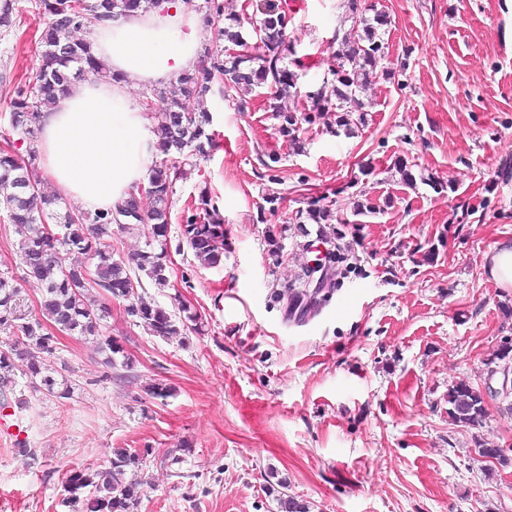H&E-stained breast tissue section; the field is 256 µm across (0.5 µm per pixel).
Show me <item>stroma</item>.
Wrapping results in <instances>:
<instances>
[{
    "label": "stroma",
    "mask_w": 512,
    "mask_h": 512,
    "mask_svg": "<svg viewBox=\"0 0 512 512\" xmlns=\"http://www.w3.org/2000/svg\"><path fill=\"white\" fill-rule=\"evenodd\" d=\"M278 2L296 54L319 62L300 78L317 89L343 2ZM373 2L390 16L396 75L368 90L373 108L353 134L308 125L297 149L257 94L242 112L217 87L186 98L210 116L215 143L173 184L170 239L205 193L224 218V257L204 267L169 249L168 287L145 292L169 310L182 297L198 329L166 341L110 303L108 332L133 359L121 378L93 341L61 337L51 363L67 365L72 398L0 394V418L21 429L0 435V512H69L65 474L116 448L149 451L138 512H283V493L311 512H512V463L475 456L479 444L512 450L494 358L512 338V297L486 271L512 238V0ZM12 19L0 27V128L41 67L38 0H16ZM266 153L280 158L279 182ZM310 196L331 221L295 224ZM365 199L384 213L356 214ZM339 246L320 313L289 314L288 286ZM458 383L485 389L481 425L449 417ZM155 385L170 396H149ZM19 440L36 463L16 453Z\"/></svg>",
    "instance_id": "35a3bbf8"
}]
</instances>
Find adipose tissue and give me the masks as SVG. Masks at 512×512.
Segmentation results:
<instances>
[{"instance_id":"adipose-tissue-1","label":"adipose tissue","mask_w":512,"mask_h":512,"mask_svg":"<svg viewBox=\"0 0 512 512\" xmlns=\"http://www.w3.org/2000/svg\"><path fill=\"white\" fill-rule=\"evenodd\" d=\"M203 19L191 0L95 25L92 49L106 77H90L40 115V168L57 194L95 212L116 207L146 182L159 151L137 95L142 85L194 72Z\"/></svg>"}]
</instances>
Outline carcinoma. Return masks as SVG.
<instances>
[{
	"label": "carcinoma",
	"mask_w": 512,
	"mask_h": 512,
	"mask_svg": "<svg viewBox=\"0 0 512 512\" xmlns=\"http://www.w3.org/2000/svg\"><path fill=\"white\" fill-rule=\"evenodd\" d=\"M85 17L72 21L57 11L59 0H39L43 18L38 38L42 48V66L28 84L18 88L10 100V130L31 136L41 108L53 104L68 92L70 86L90 75H103L104 68L94 56L90 43L70 37L71 30L95 22L114 19L135 9L147 10L154 0H85ZM346 30L336 31L329 49L333 65L323 77L322 86L304 91L298 70L304 64L296 60L292 66L284 62L293 53L287 40V16L273 0L262 9L260 31L262 46L255 55L249 52L247 41L232 26L217 31V36L239 47L227 58L211 56L195 74L179 78L187 96H204L213 80H218L224 96L230 98L241 90L259 89L268 111L279 120L282 137L293 143L301 142L299 123H316V119L336 113V127L346 131L363 120L372 108L364 92L377 77V66L384 57L383 28L387 16L365 5V0H347ZM332 87L327 96L324 88ZM297 101L292 110L281 106L284 97ZM154 134L160 142L164 158L150 166L147 196L153 208L143 214L135 226L147 228L145 249L127 260L115 259L112 250V211L68 213L56 224L61 237L45 240L38 232L42 219L59 200L41 188L21 191L18 183L32 178L31 166L36 151L24 158L14 152L0 150V206L8 213L17 239V256L23 267L24 279L41 286L40 316L26 318L19 314L20 288L16 279L0 276V328L17 336L18 347L0 352V391L15 389V377L26 378L28 386L43 390L59 399H69L74 393L72 382L63 375L54 376L47 368L46 358L56 350V337L51 328L63 333L95 341L105 364L115 369L131 367L123 347L111 336L103 323L109 315V301L123 303L124 313L150 335L170 340L193 330L195 315L190 307L175 297L177 311L150 302L138 292L146 278L157 288L169 285L166 263L170 233L169 195L177 175L190 157L203 156L213 147L210 118L185 109L181 99L162 98V111L154 116ZM330 216V210L312 197L304 209L295 213L298 224H320ZM182 238L193 256L203 266H216L224 255V224L207 194L199 198L195 212L185 217ZM77 252L93 261L92 280H83L84 265L61 266L55 259L57 250ZM315 271L307 265L297 281L286 290L291 307L304 308L309 301V287ZM448 415L457 423L475 426L486 415L480 389L460 383L448 390ZM145 453L136 448H115L112 455L96 467L73 470L66 475L62 487V503L71 512H137L145 481L138 475Z\"/></svg>",
	"instance_id": "cac0c4a2"
}]
</instances>
